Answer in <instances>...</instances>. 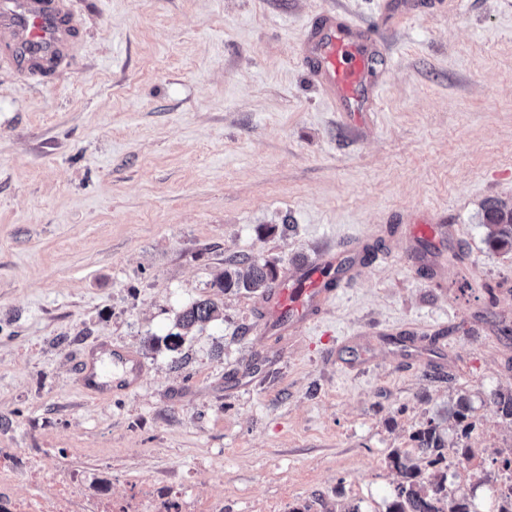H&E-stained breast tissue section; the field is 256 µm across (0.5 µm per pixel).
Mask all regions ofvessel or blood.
<instances>
[{
	"label": "vessel or blood",
	"instance_id": "obj_1",
	"mask_svg": "<svg viewBox=\"0 0 512 512\" xmlns=\"http://www.w3.org/2000/svg\"><path fill=\"white\" fill-rule=\"evenodd\" d=\"M74 14L60 0H0V28L11 39L0 54L26 70L62 57L75 26ZM382 47L369 30L333 11L307 26L302 57L309 76L339 112H370L379 89L376 62ZM352 252L330 249L301 264L296 276L282 279L264 302L263 329L299 332L315 322L335 296V286L350 270ZM79 384L99 396L108 389L98 381L93 353L77 365Z\"/></svg>",
	"mask_w": 512,
	"mask_h": 512
}]
</instances>
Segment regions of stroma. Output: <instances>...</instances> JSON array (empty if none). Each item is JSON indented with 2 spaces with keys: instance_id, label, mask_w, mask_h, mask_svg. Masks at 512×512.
Instances as JSON below:
<instances>
[{
  "instance_id": "1",
  "label": "stroma",
  "mask_w": 512,
  "mask_h": 512,
  "mask_svg": "<svg viewBox=\"0 0 512 512\" xmlns=\"http://www.w3.org/2000/svg\"><path fill=\"white\" fill-rule=\"evenodd\" d=\"M66 5L53 72L0 61V448L57 449L89 474L77 497L107 486L129 512H386L387 455L431 422L472 450L448 486L493 512L474 475L512 454L492 402L512 392V253L482 221L512 207V0ZM331 9L384 46L360 118L303 64ZM341 245L361 261L296 336L262 334L261 293L214 286ZM208 297L221 319L167 350ZM101 344L140 360L135 391L81 388ZM94 351L95 349L91 348L79 360L77 365V379L84 389L90 390L98 396H105L111 392V389L98 382Z\"/></svg>"
}]
</instances>
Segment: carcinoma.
I'll return each instance as SVG.
<instances>
[{"label": "carcinoma", "mask_w": 512, "mask_h": 512, "mask_svg": "<svg viewBox=\"0 0 512 512\" xmlns=\"http://www.w3.org/2000/svg\"><path fill=\"white\" fill-rule=\"evenodd\" d=\"M483 226L486 229L485 242L495 251H512V208H507L496 201L486 203L483 214ZM246 272L228 268L216 280L215 286L223 291L233 288L256 292L268 287L277 277L276 269L267 263L256 260H245ZM220 308L212 299L193 302L177 319L181 332L169 336V350L176 352L182 346L184 336L199 325L218 319ZM469 406L460 402L457 409L448 412V418L461 427L462 436H467L472 427L468 422ZM419 442L417 448L407 451L395 448L390 451L389 459L399 472L402 482L395 489L393 500L387 512H472L468 508V499H460L456 507L448 509V490L445 477L428 483L424 482L426 471L437 470V466L445 461L444 441L437 432V426L428 424L415 436Z\"/></svg>", "instance_id": "cac0c4a2"}]
</instances>
